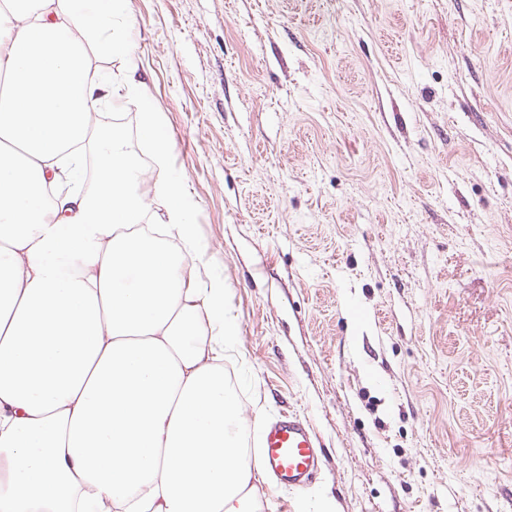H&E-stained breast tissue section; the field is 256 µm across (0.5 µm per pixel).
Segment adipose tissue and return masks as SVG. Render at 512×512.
<instances>
[{
	"instance_id": "ef3b65f1",
	"label": "adipose tissue",
	"mask_w": 512,
	"mask_h": 512,
	"mask_svg": "<svg viewBox=\"0 0 512 512\" xmlns=\"http://www.w3.org/2000/svg\"><path fill=\"white\" fill-rule=\"evenodd\" d=\"M120 3L0 0V512H255L262 472L224 377L238 325L223 281L196 271ZM91 47L125 70H91ZM117 93L140 114L178 252L140 230V171L92 117ZM89 145L97 181L70 190Z\"/></svg>"
}]
</instances>
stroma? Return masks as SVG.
Returning a JSON list of instances; mask_svg holds the SVG:
<instances>
[{
	"mask_svg": "<svg viewBox=\"0 0 512 512\" xmlns=\"http://www.w3.org/2000/svg\"><path fill=\"white\" fill-rule=\"evenodd\" d=\"M249 429L325 457L261 512H512V0H124ZM151 190L140 115L116 101ZM151 208L160 202L151 197Z\"/></svg>",
	"mask_w": 512,
	"mask_h": 512,
	"instance_id": "35a3bbf8",
	"label": "stroma"
}]
</instances>
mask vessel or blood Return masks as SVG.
Segmentation results:
<instances>
[{
  "label": "vessel or blood",
  "mask_w": 512,
  "mask_h": 512,
  "mask_svg": "<svg viewBox=\"0 0 512 512\" xmlns=\"http://www.w3.org/2000/svg\"><path fill=\"white\" fill-rule=\"evenodd\" d=\"M259 460L275 486L307 488L319 467L309 424L290 414L268 423L261 436Z\"/></svg>",
  "instance_id": "vessel-or-blood-1"
}]
</instances>
